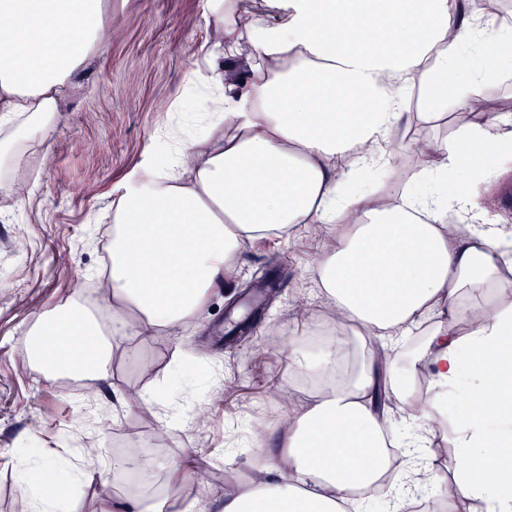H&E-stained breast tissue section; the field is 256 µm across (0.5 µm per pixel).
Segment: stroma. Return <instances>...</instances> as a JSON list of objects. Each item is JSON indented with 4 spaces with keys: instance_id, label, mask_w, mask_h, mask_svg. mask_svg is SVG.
Masks as SVG:
<instances>
[{
    "instance_id": "35a3bbf8",
    "label": "stroma",
    "mask_w": 512,
    "mask_h": 512,
    "mask_svg": "<svg viewBox=\"0 0 512 512\" xmlns=\"http://www.w3.org/2000/svg\"><path fill=\"white\" fill-rule=\"evenodd\" d=\"M215 39L205 0H112V18L97 47L62 92L57 122L44 140L27 147L24 163L10 174L21 191L0 197V207L16 214L13 223H0V512H31L16 480L18 450L31 432L50 450L60 434L83 429L82 386L45 380L22 365L25 333L40 313L85 292L103 267L99 244L112 223V202L146 149L161 147L158 135L186 100L189 77L207 74L205 49ZM425 109L421 87H413L403 101L408 121L377 172L390 194L420 186L425 162L409 141L449 137L458 122L452 114L426 120ZM318 239L311 228L291 239L257 242L243 255L236 280L217 289L206 319L192 331L130 343V357L113 361L94 397L106 412L97 442L105 462L117 448H138L160 476L169 459L193 452L210 479L186 483L175 498L198 500L204 512H217L226 480L253 476L262 461L256 449H241L229 460L224 450L229 437H252L254 425L274 423L284 408L280 391L298 373L288 345L307 339L294 307H320L307 270ZM268 273L279 278L276 292L249 318L248 332L235 333V312L257 275ZM272 328L287 346L257 354ZM179 348L206 351L207 365L196 376L175 379ZM156 394L185 416L184 426L168 428L161 444L153 441L157 422L144 405Z\"/></svg>"
}]
</instances>
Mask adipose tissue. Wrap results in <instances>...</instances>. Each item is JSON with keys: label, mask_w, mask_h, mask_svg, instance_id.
Wrapping results in <instances>:
<instances>
[{"label": "adipose tissue", "mask_w": 512, "mask_h": 512, "mask_svg": "<svg viewBox=\"0 0 512 512\" xmlns=\"http://www.w3.org/2000/svg\"><path fill=\"white\" fill-rule=\"evenodd\" d=\"M264 2L206 0L221 38L174 158L145 154L112 204L104 288L92 305L75 295L37 317L25 361L49 381L107 378L128 339L179 336L205 316L256 240L315 224L321 308L297 319L341 337L292 352L336 383L289 392L270 435L255 438L256 476L226 483L220 512H361L362 489L390 467L401 475L390 512H411L421 484L437 510L449 493L512 512V228L491 220L485 188L512 180V97L473 91L512 73V16L489 18L483 0ZM104 10L105 0H0L1 193L16 192L5 170L55 123ZM417 83L432 115L451 107L464 119L452 140L415 142L430 186L394 198L371 176ZM424 320L422 346L404 353L407 328ZM459 397L447 475L429 464V444ZM56 446L18 462L39 512H62L69 483L110 476L71 435ZM66 457L76 465L63 473ZM196 470L194 454L174 457L164 492L92 512H165L167 490Z\"/></svg>", "instance_id": "adipose-tissue-1"}]
</instances>
